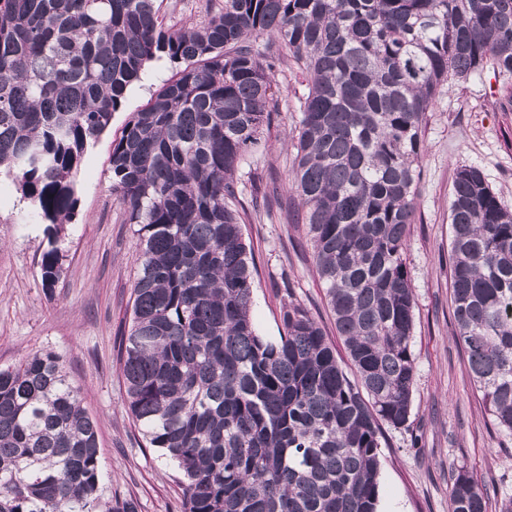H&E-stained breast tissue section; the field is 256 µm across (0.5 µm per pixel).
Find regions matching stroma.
Wrapping results in <instances>:
<instances>
[{
    "instance_id": "obj_1",
    "label": "stroma",
    "mask_w": 512,
    "mask_h": 512,
    "mask_svg": "<svg viewBox=\"0 0 512 512\" xmlns=\"http://www.w3.org/2000/svg\"><path fill=\"white\" fill-rule=\"evenodd\" d=\"M295 73L289 62L275 69L280 112L265 150L251 160L262 175L255 189H264L271 178L286 197L293 194L294 157L286 138L295 132L297 98L304 91ZM172 74L168 61H152L89 147L75 176L76 212L59 240L64 275L54 290L43 287L37 266L47 246L45 224L23 199L14 176L0 170V367L43 349L61 356L97 423L104 497H134L141 512H181V474L145 447L125 404L117 345L130 324L138 253L135 227L112 191L109 158L131 113ZM425 140L417 222L405 252L416 300L413 410L408 427L383 429L379 508L450 512L451 474L463 466L494 489L488 512H502V501L512 497V441L492 425L455 340L448 213L454 176L464 165L478 166L512 210V90L490 69L479 78L449 81L428 114ZM293 214L290 207L259 211L243 227L256 263L252 317L261 335H277L283 302L290 297L332 338L336 328L314 274L311 246Z\"/></svg>"
}]
</instances>
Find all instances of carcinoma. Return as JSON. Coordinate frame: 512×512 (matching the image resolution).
Wrapping results in <instances>:
<instances>
[{"label": "carcinoma", "instance_id": "1", "mask_svg": "<svg viewBox=\"0 0 512 512\" xmlns=\"http://www.w3.org/2000/svg\"><path fill=\"white\" fill-rule=\"evenodd\" d=\"M157 0H0V167L45 221L73 217L88 147L147 65L176 69L112 141V191L138 229L118 357L132 421L183 472L182 512H377L382 424L407 426L416 362L405 262L427 113L448 82L512 80V0H224L199 25ZM305 82L294 189L351 380L318 320L251 316L254 256L237 172L279 111L272 71ZM456 341L493 426L512 437V212L476 166L449 206ZM98 431L54 351L0 369V512H138L100 496ZM490 490L459 467L451 512Z\"/></svg>", "mask_w": 512, "mask_h": 512}]
</instances>
